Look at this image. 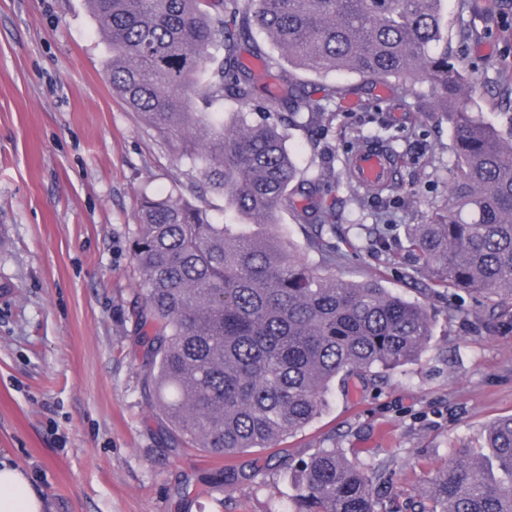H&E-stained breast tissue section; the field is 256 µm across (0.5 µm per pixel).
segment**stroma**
Listing matches in <instances>:
<instances>
[{
  "label": "stroma",
  "mask_w": 512,
  "mask_h": 512,
  "mask_svg": "<svg viewBox=\"0 0 512 512\" xmlns=\"http://www.w3.org/2000/svg\"><path fill=\"white\" fill-rule=\"evenodd\" d=\"M448 45L485 121L512 123V0H447ZM469 37H462V30ZM108 50L85 0H0V457L33 479L48 512H297L295 473L280 467L333 448L386 484L379 512H414L456 451L480 450L484 430L512 414V305L432 286L407 234L448 200L453 128L428 85L310 74L285 63L265 74L318 101L324 88L365 87L364 108L336 110L327 127H289L288 147L321 186L336 221L297 223L293 195L274 232L335 250L338 278L369 279L431 314V341L414 362L335 381L312 423L273 449L233 461L250 473L215 480L224 460L179 444L145 386L134 344L140 277L131 244L142 190L206 187L178 143L113 95ZM399 160L388 190L358 192L349 154L377 128Z\"/></svg>",
  "instance_id": "obj_1"
}]
</instances>
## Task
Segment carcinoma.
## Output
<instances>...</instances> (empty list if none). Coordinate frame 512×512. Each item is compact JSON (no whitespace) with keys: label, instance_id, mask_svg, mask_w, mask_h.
<instances>
[{"label":"carcinoma","instance_id":"obj_1","mask_svg":"<svg viewBox=\"0 0 512 512\" xmlns=\"http://www.w3.org/2000/svg\"><path fill=\"white\" fill-rule=\"evenodd\" d=\"M445 0H87L110 52L112 92L164 137L240 223L217 224L180 193L141 196L133 259L142 283L135 342L155 407L186 442L215 456L273 448L312 423L340 375L366 377L419 358L428 307L376 282L326 274L336 252L298 254L264 230L308 197L300 224L336 223L287 149L288 126L321 124L350 92L325 103L276 94L243 68L239 41L256 25L280 50L254 44L269 71L280 60L326 75L429 84L449 116L457 163L448 204L409 232L436 283L469 294H512V129L477 118L448 53ZM240 104L230 125L210 112ZM298 512H378L372 480L334 448L296 469ZM426 512H512V415L487 427L486 451H464L429 479Z\"/></svg>","mask_w":512,"mask_h":512}]
</instances>
